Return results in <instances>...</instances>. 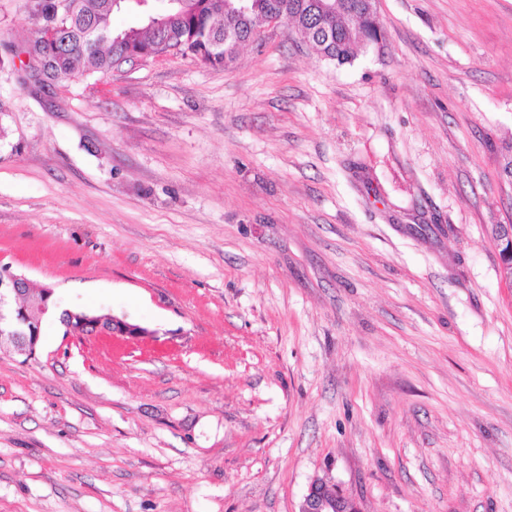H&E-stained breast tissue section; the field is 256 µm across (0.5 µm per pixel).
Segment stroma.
<instances>
[{
	"label": "stroma",
	"mask_w": 512,
	"mask_h": 512,
	"mask_svg": "<svg viewBox=\"0 0 512 512\" xmlns=\"http://www.w3.org/2000/svg\"><path fill=\"white\" fill-rule=\"evenodd\" d=\"M340 65L293 22L43 89L0 0V512H512V0H377ZM147 329L66 334L60 310ZM498 225H503L504 230L499 228ZM495 226V240L496 247L499 255V270L502 279H505L506 270L505 266L510 265L512 269V225L511 224H498ZM500 238L497 239V236ZM6 268L0 267V340L7 339L13 342L19 348L18 352L25 355L27 359H32L37 354L41 319L47 313L48 306H43L39 316H31L26 311L29 312L44 299L47 288L45 286L30 288L31 283L25 276ZM3 269L6 270L1 271ZM28 288L30 290L26 297ZM21 300L26 311L15 307V304H19ZM19 311H22V314L18 315ZM299 512H360L356 502L336 489L328 491L324 479L313 480L300 504Z\"/></svg>",
	"instance_id": "obj_1"
}]
</instances>
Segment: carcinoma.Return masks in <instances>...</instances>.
Here are the masks:
<instances>
[{
	"label": "carcinoma",
	"mask_w": 512,
	"mask_h": 512,
	"mask_svg": "<svg viewBox=\"0 0 512 512\" xmlns=\"http://www.w3.org/2000/svg\"><path fill=\"white\" fill-rule=\"evenodd\" d=\"M317 0H252L248 12L227 6V0H191V10L177 14L167 6L163 13L171 20L165 30L169 45L179 53L191 55L212 66L232 58L236 43L249 40L256 21L270 12H278L293 20L297 32L325 58L340 65L351 62L363 45L362 29L350 24L352 11H363L364 0H340L341 8L324 22L316 6ZM74 9L66 21L61 39L66 50L57 65L46 72V79L58 82L85 73L105 75L122 61L128 52L155 44L156 34L142 26L116 29L112 24L115 11L125 6H110V0H72ZM226 37L221 51L209 49L212 31Z\"/></svg>",
	"instance_id": "obj_1"
}]
</instances>
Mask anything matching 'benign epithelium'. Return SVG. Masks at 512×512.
I'll return each instance as SVG.
<instances>
[{"label":"benign epithelium","mask_w":512,"mask_h":512,"mask_svg":"<svg viewBox=\"0 0 512 512\" xmlns=\"http://www.w3.org/2000/svg\"><path fill=\"white\" fill-rule=\"evenodd\" d=\"M125 2L134 5L135 11L142 19L148 21L149 27L155 30L164 29L166 18L154 14L153 0H125ZM357 20L368 37L366 43L378 44L381 42L380 31L374 24L373 13L359 15ZM59 28V21L55 19L38 29L39 36L43 41L51 44L52 51L39 52L30 45L19 51V54L24 57V70L39 82L44 81L45 73L52 64V54L62 53L65 47V44L59 40L57 33ZM495 235L498 236L496 247L500 261V275L504 276L506 275L505 267L512 266V225L506 224L502 229L495 228ZM30 287L31 283L25 276L16 274L9 269L0 271V340L14 343L21 354L32 359L36 357L41 319L42 315L47 313L48 306H43L42 314L39 316H31L25 311L19 312L15 304L26 297ZM96 332L116 334L131 339L148 335L146 329L115 317L111 318V324L107 327L100 323L97 324ZM299 512H360V510L353 499L339 490L334 493L328 491L326 481L317 478L310 483L300 504Z\"/></svg>","instance_id":"7a95c632"}]
</instances>
